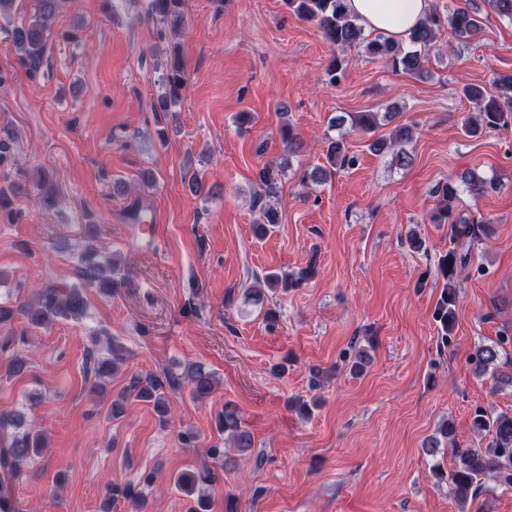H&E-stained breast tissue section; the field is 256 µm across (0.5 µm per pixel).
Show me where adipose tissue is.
<instances>
[{
	"label": "adipose tissue",
	"instance_id": "ef3b65f1",
	"mask_svg": "<svg viewBox=\"0 0 512 512\" xmlns=\"http://www.w3.org/2000/svg\"><path fill=\"white\" fill-rule=\"evenodd\" d=\"M348 8L369 30L406 37L432 10V0H347Z\"/></svg>",
	"mask_w": 512,
	"mask_h": 512
}]
</instances>
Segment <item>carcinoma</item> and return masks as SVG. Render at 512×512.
Returning <instances> with one entry per match:
<instances>
[{
	"instance_id": "cac0c4a2",
	"label": "carcinoma",
	"mask_w": 512,
	"mask_h": 512,
	"mask_svg": "<svg viewBox=\"0 0 512 512\" xmlns=\"http://www.w3.org/2000/svg\"><path fill=\"white\" fill-rule=\"evenodd\" d=\"M16 0H0V16L7 18L6 36L9 48L15 53L26 72L35 76L41 72L45 61L48 40L54 31L59 12L60 0H34L32 13L17 21L12 18ZM300 18L314 21L333 46L348 50L363 48L372 57L387 59L393 70L412 76L422 77L426 73L424 66L426 56L435 47L439 31L448 27L450 35L459 41L475 35L483 26L482 8L489 7V12L500 18L512 20V0H470L462 8L454 10L444 18L438 11H433L407 36L409 47L398 41L378 34L373 38L364 35V28L349 12L346 0H286ZM148 13L159 18L163 24L179 31L185 22L184 0H150ZM165 92L158 99L156 111L166 112L181 98L185 86V70L180 58H174L169 64V72L164 76ZM463 95L471 105L472 115L464 123L466 134L476 136L486 129H495L508 123L507 112L498 98L484 88L468 84L463 87ZM399 110L393 106L384 113L358 112L352 116L351 126L363 131H371L385 122L392 125L388 135L369 141L367 150L378 157H391V162L406 166L411 157L406 146L413 140V127L406 123H397ZM282 141L288 151L297 152L301 142L293 124L284 121L280 128ZM358 157L350 153L343 138H327L326 165L306 171L302 181L324 183L331 175V170L339 167H351ZM261 191L254 197L253 203L259 207V220L254 225L256 237L265 238L277 223V211L270 206L269 199L278 192V179L274 172L262 168L259 174ZM459 181L474 194L483 195L495 192L499 184L478 175L473 170L460 174ZM439 204L430 220L434 224H450L451 239L461 243H478L490 235V226L486 221L474 215L461 216L457 211V183L450 180L438 189ZM467 254L453 247L439 259L438 267L445 280L444 292L439 305L437 317L440 319L443 338L453 330L457 295L455 279L458 272L466 265ZM122 265L112 256L98 260L89 254L81 260L75 270L76 281L73 283L46 284L40 287L34 297L16 308L0 304V326L12 320L14 312L26 317L32 329L47 328L59 320L80 319L86 313L84 289L98 288L112 294L123 280ZM312 268L301 270L298 274L269 272L263 276H254V283L244 291V301L255 306H262L269 300V291L277 288H293L305 281ZM99 337H93V348L86 354V376L90 382V392L105 393L106 380L112 378L127 360V349L111 336H106L104 351L98 349ZM476 370L485 372L489 368L497 369L502 365L512 367V356L499 344L481 345L471 356ZM188 386L191 398L202 403L210 398L216 389L214 374L195 365L189 367L182 375L172 372L164 375L141 374L130 377L128 384L112 399L110 412L116 419L124 413L131 399L154 404L159 423L166 427L171 421L168 393ZM24 416L18 412L0 413V512H18L14 496L15 482L18 481L23 467L35 457L48 450L44 434L30 428H24ZM218 433L224 436V442L240 452L253 448L254 437L245 426L232 403H224V409L216 414ZM472 428L479 436L489 437L486 448H465L456 451L455 462L451 471L433 465L434 475L451 485L455 500L461 504L460 512H465V505L475 501L486 491L485 480L490 479L499 487L512 489V414L476 412ZM454 427L447 420L437 427L435 435L425 442L423 453L436 458L442 451L441 444H453ZM217 471L203 467L199 473L181 470L174 475L180 490L193 497L191 512H208L209 498L206 485L217 481ZM112 499L121 496L134 505L131 512H144L145 498L143 491L130 485L112 486L109 491Z\"/></svg>"
}]
</instances>
